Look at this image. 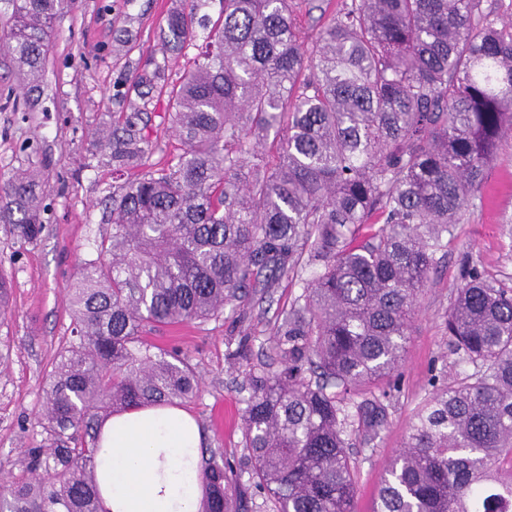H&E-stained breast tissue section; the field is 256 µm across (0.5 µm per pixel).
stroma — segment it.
I'll return each instance as SVG.
<instances>
[{
	"mask_svg": "<svg viewBox=\"0 0 512 512\" xmlns=\"http://www.w3.org/2000/svg\"><path fill=\"white\" fill-rule=\"evenodd\" d=\"M184 0H68L57 18L45 58L40 102L14 109L8 98L18 75L0 65V172L35 167L45 181L44 231L18 242L0 223V273L10 281L9 303L0 314V480L27 477L28 452L52 445L37 422L45 376L71 336L67 285L79 265L96 258L112 227L107 215L115 179L102 157L98 129L135 123L151 150L146 169L174 165L183 145L170 118L168 96L192 64L219 17L220 0H206L181 53L166 49L162 32ZM300 40L311 46L343 0H297ZM421 293L405 358L390 384L357 392L355 404L374 403L384 423L374 441L350 437L358 463L357 512H371L384 469L402 446L432 382L470 372L448 345L445 319L471 267L512 286V140H504L471 205L448 238L447 252ZM311 267L283 276L271 291L250 290L243 302L225 306L218 318L170 328L162 347L187 352L202 377L199 395L186 405L205 447L223 451L234 471L247 472L243 416L252 395L251 373L273 365L271 336L276 315L302 294Z\"/></svg>",
	"mask_w": 512,
	"mask_h": 512,
	"instance_id": "stroma-1",
	"label": "stroma"
}]
</instances>
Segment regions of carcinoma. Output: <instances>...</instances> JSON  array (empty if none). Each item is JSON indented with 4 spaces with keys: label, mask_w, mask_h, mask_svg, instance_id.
Listing matches in <instances>:
<instances>
[{
    "label": "carcinoma",
    "mask_w": 512,
    "mask_h": 512,
    "mask_svg": "<svg viewBox=\"0 0 512 512\" xmlns=\"http://www.w3.org/2000/svg\"><path fill=\"white\" fill-rule=\"evenodd\" d=\"M293 0H222L205 50L172 91L177 163L112 195V234L68 285L75 339L46 378L30 476L0 512H106L95 458L105 419L196 397L188 357L147 339L317 266L276 331L281 369L251 375L249 482L276 512H355L347 395L401 364L437 253L512 131V20L483 0H348L305 48ZM0 53L39 81L67 0H11ZM192 15L167 18L174 47ZM277 139L278 161L259 152ZM109 161L142 163L135 126ZM38 172L0 176V222L43 229ZM473 372L417 413L375 512H512V287L474 267L446 319ZM219 450H200L202 512H242Z\"/></svg>",
    "instance_id": "cac0c4a2"
}]
</instances>
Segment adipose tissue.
Here are the masks:
<instances>
[{
  "label": "adipose tissue",
  "instance_id": "1",
  "mask_svg": "<svg viewBox=\"0 0 512 512\" xmlns=\"http://www.w3.org/2000/svg\"><path fill=\"white\" fill-rule=\"evenodd\" d=\"M199 427L178 407L109 418L96 457L108 512H199L203 487L186 456H199Z\"/></svg>",
  "mask_w": 512,
  "mask_h": 512
}]
</instances>
